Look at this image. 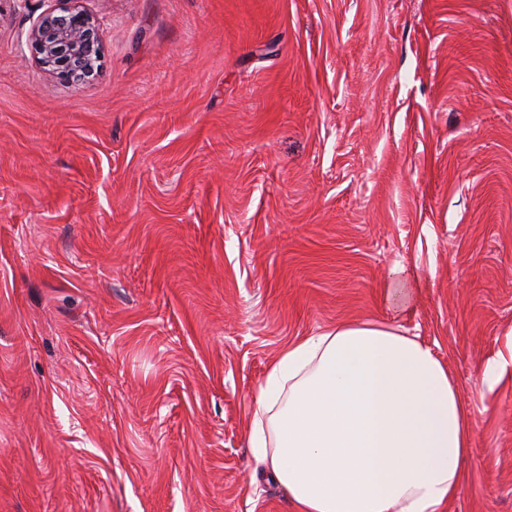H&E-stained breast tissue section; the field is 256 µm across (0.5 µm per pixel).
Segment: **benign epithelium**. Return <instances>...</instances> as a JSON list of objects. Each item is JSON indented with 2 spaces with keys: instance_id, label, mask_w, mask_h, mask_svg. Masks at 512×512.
I'll return each mask as SVG.
<instances>
[{
  "instance_id": "benign-epithelium-1",
  "label": "benign epithelium",
  "mask_w": 512,
  "mask_h": 512,
  "mask_svg": "<svg viewBox=\"0 0 512 512\" xmlns=\"http://www.w3.org/2000/svg\"><path fill=\"white\" fill-rule=\"evenodd\" d=\"M31 39L41 63L63 79L91 73L101 58L92 19L75 7L42 17L32 29Z\"/></svg>"
}]
</instances>
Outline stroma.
Listing matches in <instances>:
<instances>
[{
  "mask_svg": "<svg viewBox=\"0 0 512 512\" xmlns=\"http://www.w3.org/2000/svg\"><path fill=\"white\" fill-rule=\"evenodd\" d=\"M0 0V512H295L249 447L288 342L401 326L512 512V0ZM405 309L390 307V276ZM40 61L63 79L89 74L102 48L92 19L76 7L49 13L31 31Z\"/></svg>",
  "mask_w": 512,
  "mask_h": 512,
  "instance_id": "obj_1",
  "label": "stroma"
}]
</instances>
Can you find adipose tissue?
<instances>
[{
	"label": "adipose tissue",
	"instance_id": "1",
	"mask_svg": "<svg viewBox=\"0 0 512 512\" xmlns=\"http://www.w3.org/2000/svg\"><path fill=\"white\" fill-rule=\"evenodd\" d=\"M258 405L250 448L298 512H443L471 452L446 366L397 327L340 325L288 343Z\"/></svg>",
	"mask_w": 512,
	"mask_h": 512
}]
</instances>
